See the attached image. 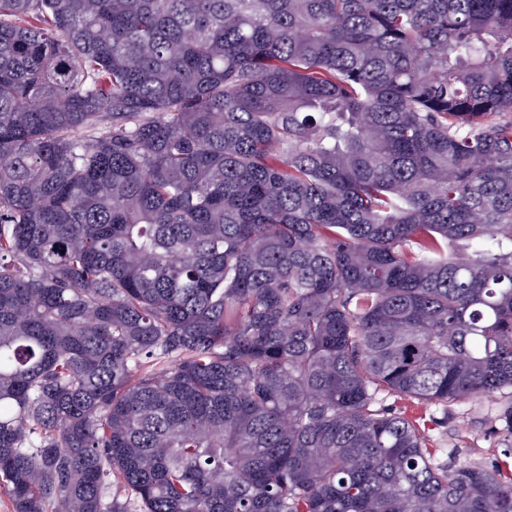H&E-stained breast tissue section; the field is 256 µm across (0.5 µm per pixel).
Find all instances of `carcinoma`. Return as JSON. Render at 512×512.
Wrapping results in <instances>:
<instances>
[{
	"label": "carcinoma",
	"instance_id": "1",
	"mask_svg": "<svg viewBox=\"0 0 512 512\" xmlns=\"http://www.w3.org/2000/svg\"><path fill=\"white\" fill-rule=\"evenodd\" d=\"M504 387L512 0H0L13 512H512L378 403Z\"/></svg>",
	"mask_w": 512,
	"mask_h": 512
}]
</instances>
